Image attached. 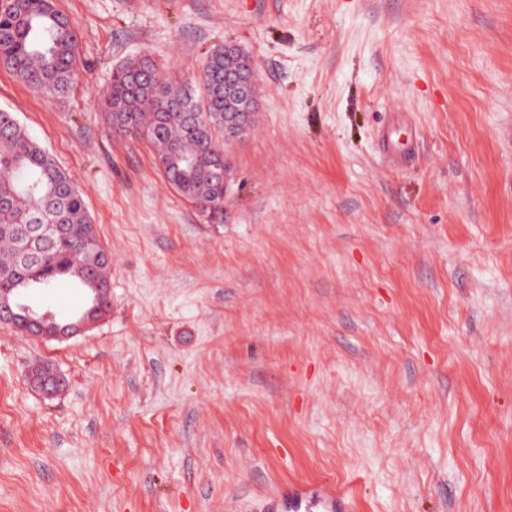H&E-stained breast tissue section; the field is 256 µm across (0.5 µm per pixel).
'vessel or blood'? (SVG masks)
Here are the masks:
<instances>
[{
    "instance_id": "b4317fda",
    "label": "vessel or blood",
    "mask_w": 512,
    "mask_h": 512,
    "mask_svg": "<svg viewBox=\"0 0 512 512\" xmlns=\"http://www.w3.org/2000/svg\"><path fill=\"white\" fill-rule=\"evenodd\" d=\"M349 501L334 484L285 483L277 495L267 498L262 512H348Z\"/></svg>"
}]
</instances>
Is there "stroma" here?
<instances>
[{"label":"stroma","instance_id":"obj_1","mask_svg":"<svg viewBox=\"0 0 512 512\" xmlns=\"http://www.w3.org/2000/svg\"><path fill=\"white\" fill-rule=\"evenodd\" d=\"M55 2L71 89L0 65V109L82 192L111 307L64 342L0 323V512H259L290 480L512 512V0ZM227 42L262 94L210 216L101 97L145 53L199 85ZM27 380L30 387L45 398L55 396L65 383L61 373L49 366L38 371H30Z\"/></svg>","mask_w":512,"mask_h":512}]
</instances>
